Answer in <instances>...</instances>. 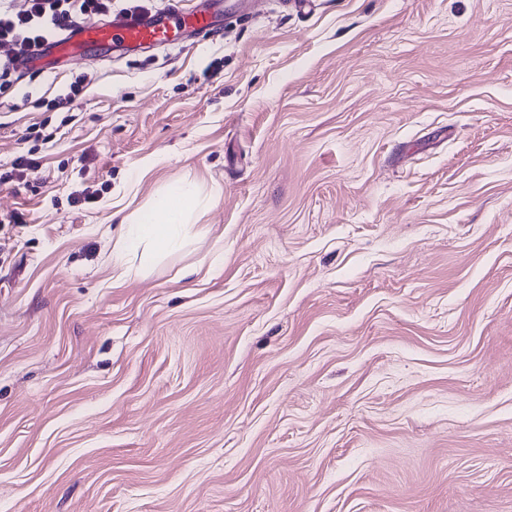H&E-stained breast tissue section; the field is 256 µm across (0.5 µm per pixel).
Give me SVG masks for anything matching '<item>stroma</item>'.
<instances>
[{
    "label": "stroma",
    "instance_id": "1",
    "mask_svg": "<svg viewBox=\"0 0 512 512\" xmlns=\"http://www.w3.org/2000/svg\"><path fill=\"white\" fill-rule=\"evenodd\" d=\"M187 178L207 235L113 283ZM0 512H512V0H262L1 90Z\"/></svg>",
    "mask_w": 512,
    "mask_h": 512
}]
</instances>
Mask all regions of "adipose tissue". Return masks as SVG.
<instances>
[{
  "label": "adipose tissue",
  "instance_id": "obj_1",
  "mask_svg": "<svg viewBox=\"0 0 512 512\" xmlns=\"http://www.w3.org/2000/svg\"><path fill=\"white\" fill-rule=\"evenodd\" d=\"M203 207L195 183L187 182L178 195L163 198L151 217L131 215L125 231L112 244V274L116 280H126L133 272L128 258L132 246H140L149 253L164 254L179 246L183 232L190 230L195 236H205L206 226L193 221L195 213Z\"/></svg>",
  "mask_w": 512,
  "mask_h": 512
}]
</instances>
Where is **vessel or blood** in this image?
<instances>
[{
  "label": "vessel or blood",
  "instance_id": "1",
  "mask_svg": "<svg viewBox=\"0 0 512 512\" xmlns=\"http://www.w3.org/2000/svg\"><path fill=\"white\" fill-rule=\"evenodd\" d=\"M214 24L211 9L201 5L187 9L183 0H171L160 12L116 15L106 23L83 22L52 42L49 53L75 61L85 59L95 50L112 48L129 52L165 46L178 41L183 32H207Z\"/></svg>",
  "mask_w": 512,
  "mask_h": 512
}]
</instances>
